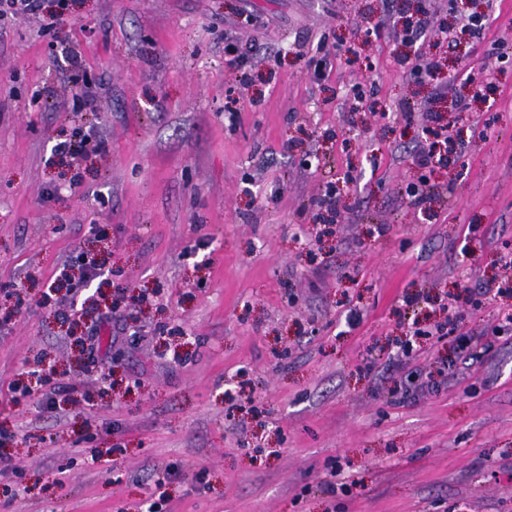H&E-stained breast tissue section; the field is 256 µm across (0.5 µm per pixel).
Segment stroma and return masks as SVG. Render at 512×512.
Here are the masks:
<instances>
[{
	"label": "stroma",
	"instance_id": "stroma-1",
	"mask_svg": "<svg viewBox=\"0 0 512 512\" xmlns=\"http://www.w3.org/2000/svg\"><path fill=\"white\" fill-rule=\"evenodd\" d=\"M391 6L0 15V512H512V0L426 33L433 78L365 34ZM461 102L426 172V112Z\"/></svg>",
	"mask_w": 512,
	"mask_h": 512
}]
</instances>
